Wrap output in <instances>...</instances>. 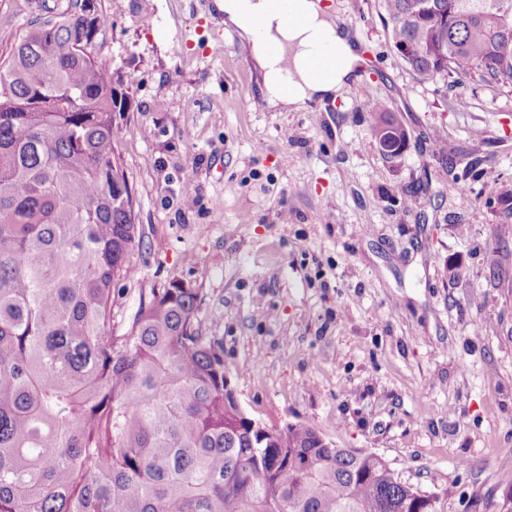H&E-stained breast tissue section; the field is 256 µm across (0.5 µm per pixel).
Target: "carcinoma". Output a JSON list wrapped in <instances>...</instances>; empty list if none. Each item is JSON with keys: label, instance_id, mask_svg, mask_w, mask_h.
<instances>
[{"label": "carcinoma", "instance_id": "1", "mask_svg": "<svg viewBox=\"0 0 512 512\" xmlns=\"http://www.w3.org/2000/svg\"><path fill=\"white\" fill-rule=\"evenodd\" d=\"M383 0L421 80L512 90V0ZM97 0L30 23L0 67V512H441L372 454L294 424L260 443L224 404L223 344L174 280L112 327L134 202L114 156L118 95L92 53ZM371 132L393 115L368 102Z\"/></svg>", "mask_w": 512, "mask_h": 512}]
</instances>
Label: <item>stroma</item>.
I'll return each instance as SVG.
<instances>
[{
	"label": "stroma",
	"instance_id": "stroma-1",
	"mask_svg": "<svg viewBox=\"0 0 512 512\" xmlns=\"http://www.w3.org/2000/svg\"><path fill=\"white\" fill-rule=\"evenodd\" d=\"M325 2L360 78L277 112L212 0H97L140 236L115 327L189 283L250 417L376 454L443 512H492L512 492V224L496 200L512 192V93L470 83L457 108L459 91L405 67L382 0ZM67 3L0 0V61ZM371 97L407 133L397 158L370 131Z\"/></svg>",
	"mask_w": 512,
	"mask_h": 512
}]
</instances>
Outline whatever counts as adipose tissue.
I'll use <instances>...</instances> for the list:
<instances>
[{
    "label": "adipose tissue",
    "mask_w": 512,
    "mask_h": 512,
    "mask_svg": "<svg viewBox=\"0 0 512 512\" xmlns=\"http://www.w3.org/2000/svg\"><path fill=\"white\" fill-rule=\"evenodd\" d=\"M226 26L234 28L248 47L268 106L299 111L322 106L347 88L360 70V47L349 30L337 24L322 0H289L295 25L285 24L272 0H216ZM279 54H272L271 45ZM321 50L336 59L327 75L313 76L312 57Z\"/></svg>",
    "instance_id": "1"
}]
</instances>
